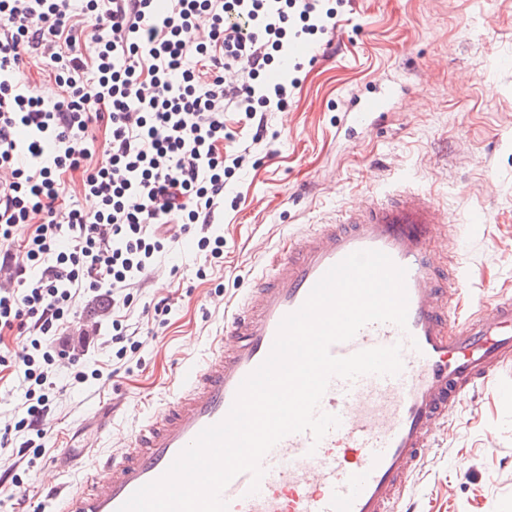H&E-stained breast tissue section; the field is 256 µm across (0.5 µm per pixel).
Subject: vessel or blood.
<instances>
[{"mask_svg": "<svg viewBox=\"0 0 512 512\" xmlns=\"http://www.w3.org/2000/svg\"><path fill=\"white\" fill-rule=\"evenodd\" d=\"M457 236V225L441 224L430 193L405 188L284 241L225 315L203 363L184 368L174 398L113 444L100 473L70 490L50 484L61 512H117L135 490L160 478L205 427L227 415L241 382L268 356L282 319L330 267L359 250L382 251L406 268L407 326L367 324L330 352L343 358L398 343L402 372L332 378L319 409L339 416V426L318 442L308 432L287 435L263 457L257 493L244 472L222 497L228 512H393L462 397L512 367V297L451 317L450 302L463 285L437 262L432 244L444 239L451 251Z\"/></svg>", "mask_w": 512, "mask_h": 512, "instance_id": "b4317fda", "label": "vessel or blood"}]
</instances>
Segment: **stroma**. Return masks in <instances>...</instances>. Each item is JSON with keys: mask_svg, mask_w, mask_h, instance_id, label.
Wrapping results in <instances>:
<instances>
[{"mask_svg": "<svg viewBox=\"0 0 512 512\" xmlns=\"http://www.w3.org/2000/svg\"><path fill=\"white\" fill-rule=\"evenodd\" d=\"M329 59L304 57L287 104L265 112L266 138L253 165L225 178L213 221L224 256L199 252L193 236L157 257L131 291L124 323L141 343L116 358L108 344L112 306L86 294L71 345L91 333L78 365L55 363L44 447L17 456L28 388L22 373H0V472L13 469L25 498L0 490V512H55L45 483L73 486L108 455L138 419L171 399L185 364L201 360L224 324V305L239 300L280 243L339 210L405 180L431 192L449 223L461 227L455 257L467 292L489 298L512 291V0H353L338 17ZM50 58H24L15 83L53 104L62 95ZM384 93L385 109L350 121L355 100ZM495 221L480 223L484 212ZM168 299L165 324L153 306ZM102 370L95 378L93 370ZM88 378L79 383L76 371ZM502 393L465 397L436 457L416 476L415 512H512V374ZM83 450V470L57 463L61 449Z\"/></svg>", "mask_w": 512, "mask_h": 512, "instance_id": "1", "label": "stroma"}]
</instances>
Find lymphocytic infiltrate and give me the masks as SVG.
Wrapping results in <instances>:
<instances>
[{
    "label": "lymphocytic infiltrate",
    "mask_w": 512,
    "mask_h": 512,
    "mask_svg": "<svg viewBox=\"0 0 512 512\" xmlns=\"http://www.w3.org/2000/svg\"><path fill=\"white\" fill-rule=\"evenodd\" d=\"M87 0L95 23L92 66L75 49L70 0H0V272L17 286L0 292V339L22 338L9 363L42 387L26 402L21 427L45 439L50 412L44 344L60 338L77 317L86 291L108 288L112 307L165 246L191 225L208 228L224 199V176L244 167L264 137L259 107L285 105L287 83L260 96L254 82L275 53L300 35L336 30L325 0ZM203 37L188 40L199 21ZM43 47L56 65L63 95L53 106L23 91L10 75L22 53ZM237 69L235 86L224 72ZM239 114L253 134L246 146L225 145L228 115ZM105 122L106 161L89 172L86 191L96 211H60L63 177L90 156L89 127ZM26 145H18L19 130ZM27 227L17 238L19 227ZM24 249L38 273L12 265L11 246Z\"/></svg>",
    "instance_id": "lymphocytic-infiltrate-1"
}]
</instances>
